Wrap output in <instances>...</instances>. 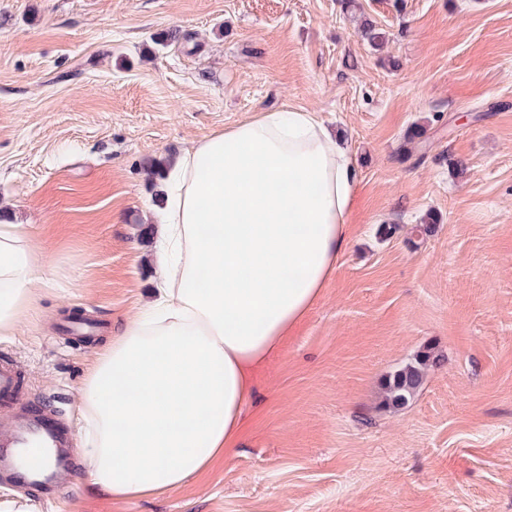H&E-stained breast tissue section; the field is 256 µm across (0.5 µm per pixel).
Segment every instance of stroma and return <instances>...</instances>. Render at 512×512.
I'll return each mask as SVG.
<instances>
[{"label": "stroma", "instance_id": "stroma-1", "mask_svg": "<svg viewBox=\"0 0 512 512\" xmlns=\"http://www.w3.org/2000/svg\"><path fill=\"white\" fill-rule=\"evenodd\" d=\"M358 2L0 0V211L52 278L0 356L77 441L65 488L0 481V512H512V0ZM288 108L360 171L334 276L231 455L159 496L93 490L81 388L157 286L146 161ZM416 124L429 143L408 153ZM77 316L93 334L63 332ZM427 350L414 397L380 409ZM436 361L437 357L431 352H422L414 362L390 373L382 388L380 407L399 408L406 405L421 386L425 370Z\"/></svg>", "mask_w": 512, "mask_h": 512}]
</instances>
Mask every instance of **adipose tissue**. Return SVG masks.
I'll use <instances>...</instances> for the list:
<instances>
[{"mask_svg": "<svg viewBox=\"0 0 512 512\" xmlns=\"http://www.w3.org/2000/svg\"><path fill=\"white\" fill-rule=\"evenodd\" d=\"M359 174L306 109L274 110L184 150L160 182L157 299L98 352L82 388L93 486L180 487L236 445L253 377L316 304L347 243ZM31 229L0 225V335L48 287Z\"/></svg>", "mask_w": 512, "mask_h": 512, "instance_id": "1", "label": "adipose tissue"}]
</instances>
